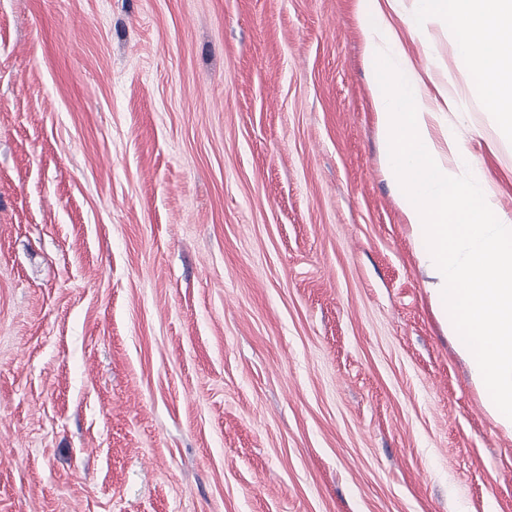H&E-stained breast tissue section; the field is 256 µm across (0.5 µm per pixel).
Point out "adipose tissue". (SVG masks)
I'll use <instances>...</instances> for the list:
<instances>
[{
    "label": "adipose tissue",
    "mask_w": 512,
    "mask_h": 512,
    "mask_svg": "<svg viewBox=\"0 0 512 512\" xmlns=\"http://www.w3.org/2000/svg\"><path fill=\"white\" fill-rule=\"evenodd\" d=\"M456 23L453 51L474 72L490 106L512 122V0H412L407 26L423 32L440 19ZM373 104L385 149V172L401 190V207L427 269L432 307L474 382L489 390L486 408L512 431V215L498 189L473 166L464 143L438 135L447 90L425 92L423 76L384 9L365 29ZM471 169L468 180L458 170Z\"/></svg>",
    "instance_id": "1"
}]
</instances>
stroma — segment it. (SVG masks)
I'll return each mask as SVG.
<instances>
[{"mask_svg": "<svg viewBox=\"0 0 512 512\" xmlns=\"http://www.w3.org/2000/svg\"><path fill=\"white\" fill-rule=\"evenodd\" d=\"M371 0H0V512H512L384 170ZM512 213V126L455 59Z\"/></svg>", "mask_w": 512, "mask_h": 512, "instance_id": "1", "label": "stroma"}]
</instances>
